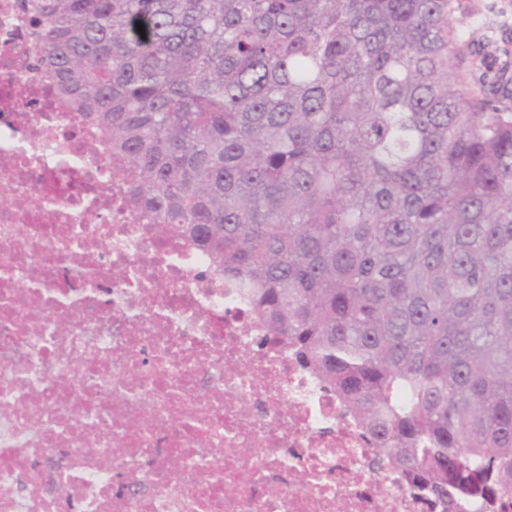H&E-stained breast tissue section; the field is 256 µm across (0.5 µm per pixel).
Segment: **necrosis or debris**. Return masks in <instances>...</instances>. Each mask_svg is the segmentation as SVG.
<instances>
[{"label": "necrosis or debris", "mask_w": 512, "mask_h": 512, "mask_svg": "<svg viewBox=\"0 0 512 512\" xmlns=\"http://www.w3.org/2000/svg\"><path fill=\"white\" fill-rule=\"evenodd\" d=\"M27 4L0 0V512H446L209 252L128 208Z\"/></svg>", "instance_id": "necrosis-or-debris-1"}]
</instances>
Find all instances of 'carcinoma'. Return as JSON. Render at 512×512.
<instances>
[{"label":"carcinoma","instance_id":"1","mask_svg":"<svg viewBox=\"0 0 512 512\" xmlns=\"http://www.w3.org/2000/svg\"><path fill=\"white\" fill-rule=\"evenodd\" d=\"M130 206L437 498L512 496V66L452 0H29ZM144 26L145 34L136 24Z\"/></svg>","mask_w":512,"mask_h":512}]
</instances>
